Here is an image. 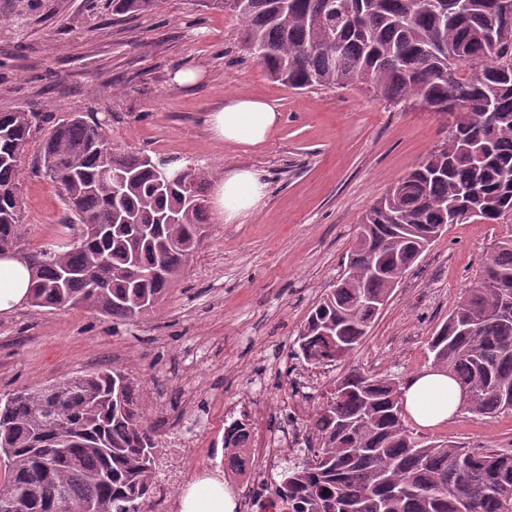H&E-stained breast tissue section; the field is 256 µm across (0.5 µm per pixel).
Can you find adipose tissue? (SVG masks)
I'll return each instance as SVG.
<instances>
[{"instance_id":"1","label":"adipose tissue","mask_w":512,"mask_h":512,"mask_svg":"<svg viewBox=\"0 0 512 512\" xmlns=\"http://www.w3.org/2000/svg\"><path fill=\"white\" fill-rule=\"evenodd\" d=\"M280 122L276 107L268 102L236 97L227 99L205 123L219 143L256 146L265 143ZM264 171L238 168L225 173L213 187V205L224 223L236 222L256 212L267 196ZM30 275L17 257L0 259V313L11 312L29 299ZM406 411L420 427L446 423L462 403V391L445 371L428 368L409 379L402 389ZM179 512H234L236 504L223 482L203 479L193 483L181 497Z\"/></svg>"}]
</instances>
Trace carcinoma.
Here are the masks:
<instances>
[{"mask_svg": "<svg viewBox=\"0 0 512 512\" xmlns=\"http://www.w3.org/2000/svg\"><path fill=\"white\" fill-rule=\"evenodd\" d=\"M490 0H234L250 55L292 89L367 85L391 106L462 116L362 217L345 271L311 309L291 357L345 360L442 224L512 222V21ZM157 0H112L115 16ZM464 48L458 52V48ZM0 112V252L30 268V304L88 305L133 321L166 294L208 224L204 173L112 146L81 113ZM44 130L39 171L65 206L61 235L30 248L18 172ZM108 166L112 177L102 174ZM467 412L512 414V234L428 342ZM148 393L101 369L0 397V512H145L157 481ZM317 445L273 481L279 512H512V451L414 436L399 382L348 371L312 420Z\"/></svg>", "mask_w": 512, "mask_h": 512, "instance_id": "obj_1", "label": "carcinoma"}]
</instances>
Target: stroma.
Masks as SVG:
<instances>
[{
  "instance_id": "1",
  "label": "stroma",
  "mask_w": 512,
  "mask_h": 512,
  "mask_svg": "<svg viewBox=\"0 0 512 512\" xmlns=\"http://www.w3.org/2000/svg\"><path fill=\"white\" fill-rule=\"evenodd\" d=\"M0 111L58 121L108 120L114 144L178 157L209 182L242 166L265 171L264 206L241 222L213 220L201 248L153 310L127 324L98 312L0 314V394L99 368L120 370L150 396L147 418L197 440L186 479L216 474L224 422L239 404L272 411L306 364L290 350L310 309L346 267L362 216L448 137L447 119L389 104L365 87L290 89L248 53L242 22L201 0H159L114 17L108 0H0ZM200 76L180 86L178 70ZM264 99L281 122L258 146L214 142L202 118L225 96ZM19 168L28 241L58 234L64 204L35 170ZM504 224H455L403 276L369 333L336 367L406 383L431 364L427 340L480 274ZM424 439L512 448V415L416 428Z\"/></svg>"
}]
</instances>
